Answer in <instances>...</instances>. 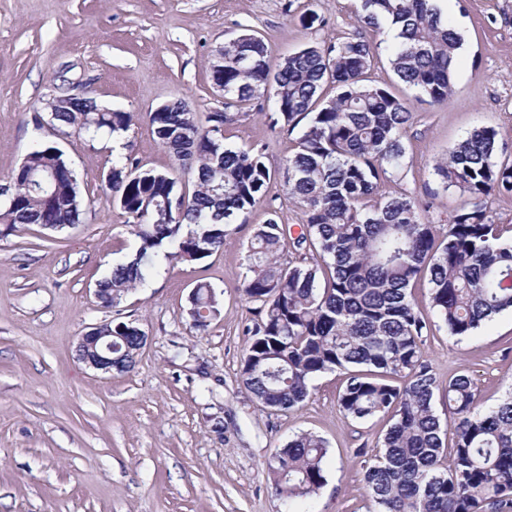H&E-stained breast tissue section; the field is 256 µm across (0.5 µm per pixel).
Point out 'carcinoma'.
Here are the masks:
<instances>
[{"instance_id": "cac0c4a2", "label": "carcinoma", "mask_w": 512, "mask_h": 512, "mask_svg": "<svg viewBox=\"0 0 512 512\" xmlns=\"http://www.w3.org/2000/svg\"><path fill=\"white\" fill-rule=\"evenodd\" d=\"M355 17L373 32L399 29L388 55L394 75L417 100L448 102L462 38L437 0H360ZM375 55L357 34L301 48L273 70L263 38L244 33L224 43V62L213 69L227 104L271 92V126L298 130L285 185L304 216L300 232L289 240L271 219L247 246L242 293L260 307L245 329L243 385L260 405L292 412L310 397L315 378L336 371L346 417L388 418L382 453L363 465L369 512H512V392L484 408L468 373L440 389L422 349L430 322L413 294L415 283L427 280L429 309L452 336H469L512 310V235L504 236L487 211L489 200L512 194V164L497 161L508 144L496 129L480 126L435 161L438 188L462 197L446 224L433 223L429 205L414 196L379 194L381 182L404 170L403 136L414 113L405 99L368 82ZM327 85L336 90L331 98L323 95ZM50 117L62 134L92 137L119 136L132 122L128 112L102 111L90 95ZM231 120L212 112L203 127L182 101L149 113L157 142L189 165L190 194L167 171L129 157L112 165L106 182L113 203L140 241L98 283L112 305L146 282L159 253L192 263L223 248L231 218L262 201L272 177L264 148L226 147L215 130ZM3 197L4 235L28 225L62 229L79 223L86 208L63 153L45 143L31 148L28 169ZM219 307L215 288L197 282L193 327L207 330ZM112 335L127 337L130 347L117 352L116 365L133 369L136 324L124 322ZM441 390L446 425L435 410ZM449 429L455 443L447 459L442 436ZM328 453L324 438L303 432L270 460L285 512H311Z\"/></svg>"}]
</instances>
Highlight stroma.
I'll use <instances>...</instances> for the list:
<instances>
[{
	"label": "stroma",
	"mask_w": 512,
	"mask_h": 512,
	"mask_svg": "<svg viewBox=\"0 0 512 512\" xmlns=\"http://www.w3.org/2000/svg\"><path fill=\"white\" fill-rule=\"evenodd\" d=\"M440 7L464 37L455 93L444 104L411 101L405 169L380 192L429 202L443 224L461 198L437 192L434 159L482 125L512 144V0ZM308 10L319 23L301 22ZM249 30L264 37L274 65L359 31L354 0H0V184L36 137H51L33 123L50 96L85 91L133 116L117 138L53 137L88 203L80 224L0 236V512H283L267 464L305 431L329 443L312 512H368L364 460L380 454L387 418L345 417L336 372L316 378L290 413L258 406L242 383L244 329L257 317L241 291L247 245L268 219L292 234L303 221L284 187L295 134L271 128L258 102L225 106L212 84L218 50ZM176 100L201 121L235 112L225 145L264 147L275 176L263 201L234 218L222 249L194 263L158 256L145 286L103 307L98 282L140 245L106 176L120 155L175 170L149 114ZM175 172L190 185L188 172ZM200 279L221 294L203 332L187 313ZM111 320L135 322L148 340L133 370L108 376L80 363L75 346ZM423 349L441 381L470 373L482 406L512 391V311L461 339L432 319Z\"/></svg>",
	"instance_id": "obj_1"
}]
</instances>
